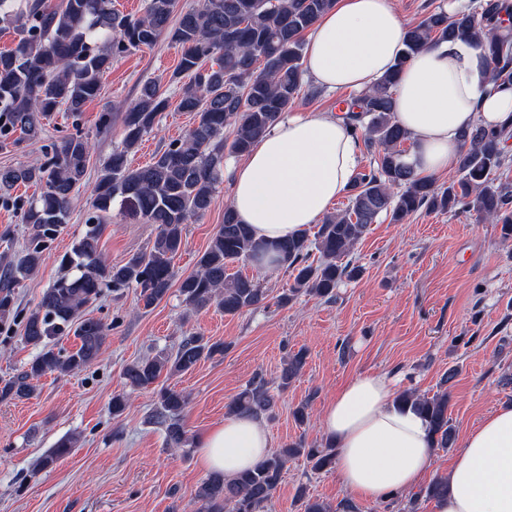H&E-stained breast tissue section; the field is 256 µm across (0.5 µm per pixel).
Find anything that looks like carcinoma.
<instances>
[{
	"label": "carcinoma",
	"instance_id": "cac0c4a2",
	"mask_svg": "<svg viewBox=\"0 0 512 512\" xmlns=\"http://www.w3.org/2000/svg\"><path fill=\"white\" fill-rule=\"evenodd\" d=\"M335 0H200L180 12L171 23L176 0H147L144 14L134 17L112 8V0H0V22L15 25V47L0 52V142L21 141L15 133L38 138L48 114L64 108L75 121L73 131L50 145L47 160L37 166L23 164L0 170V200L12 202L10 192L20 183L40 188L38 196L15 206L27 235L21 252L4 256L0 273V323L17 314L15 288L41 266L44 253L68 224L73 199L87 175L91 143L80 128L87 102L97 98L101 78L112 59L142 46L151 47L163 36L181 46V57L171 81L180 83L177 107L195 113L197 120L142 167L132 168L127 155L142 141L166 111L170 99L161 85L145 81L135 101L122 116L121 147L102 162L93 198L84 216L85 229L59 261L63 274L46 289L24 317L23 340L38 353L16 377L0 385V401L28 398L32 381L47 373L75 374L104 352L111 328L84 315V309L101 295L133 288L143 307L161 302L178 283L188 311L198 313L215 305L235 316L265 300L260 283L239 273H229L234 263L260 260L277 253L279 265L291 269L293 284L279 297L287 305L302 295L336 298V288L360 274L346 258L369 226L384 215L402 224L425 207L439 212L473 211L501 225L512 235V185L496 172L505 162L502 145L512 137V123L499 128L476 124L461 134L458 158L460 177L446 187L417 176L405 157L403 145L410 134L396 121L393 92L399 72L428 44L459 38L473 40L489 58L491 81L512 85V29L498 24L509 5L501 0H481L470 11L448 16L431 12L406 32L405 49L394 68L368 90L344 102L342 119L374 151L369 171L357 174L344 210L326 215L314 240L301 232L284 242L269 244L253 238L232 206L224 208V223L198 260V270L180 280L172 264L184 244L186 224L211 207L224 171V129L233 128L230 153L243 155L264 133L295 106L304 82L302 34L312 28ZM213 60L206 68L203 62ZM119 203L127 216L157 226L151 246L123 264L102 258L101 238L112 205ZM318 259L311 260V252ZM73 335L79 339L70 351L56 342ZM227 346L202 336L185 337L175 352L160 350L128 365L124 370L133 388H148L162 378L184 374L203 358L224 355ZM306 352L288 355L279 379L282 389L306 364ZM428 421L435 448H450L454 427L448 416L449 394L444 389L431 397L414 390L398 394ZM188 404L183 392L162 386L155 391L154 423L165 428L167 444L188 443L180 415ZM275 405L268 383L254 377L228 405V413L260 416ZM71 438L60 439L43 457L51 467L74 447ZM304 459L314 471L336 466V448H319L303 440L276 449L253 468L231 478L211 475L198 486L194 498L203 512H267L288 463ZM444 477L414 493L405 505L417 512L423 498L434 500L447 493ZM300 512H358L345 499L331 506L297 488Z\"/></svg>",
	"mask_w": 512,
	"mask_h": 512
}]
</instances>
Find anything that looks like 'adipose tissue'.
I'll return each instance as SVG.
<instances>
[{"label": "adipose tissue", "instance_id": "adipose-tissue-1", "mask_svg": "<svg viewBox=\"0 0 512 512\" xmlns=\"http://www.w3.org/2000/svg\"><path fill=\"white\" fill-rule=\"evenodd\" d=\"M406 30L392 0H336L309 33L305 71L322 89L367 90L397 60ZM394 102L395 117L413 141L407 162L423 176L455 167L464 129L512 121V89L493 87L483 49L467 40L416 53L400 74ZM358 167V139L341 119L291 115L232 165L231 205L255 239L284 241L326 215ZM320 420L336 447L338 475L362 499L380 502L416 489L431 467L427 421L398 404L385 376L350 380ZM271 446L258 418L232 415L207 434L199 464L231 476L253 467ZM447 480L435 512H512V405L467 433Z\"/></svg>", "mask_w": 512, "mask_h": 512}]
</instances>
